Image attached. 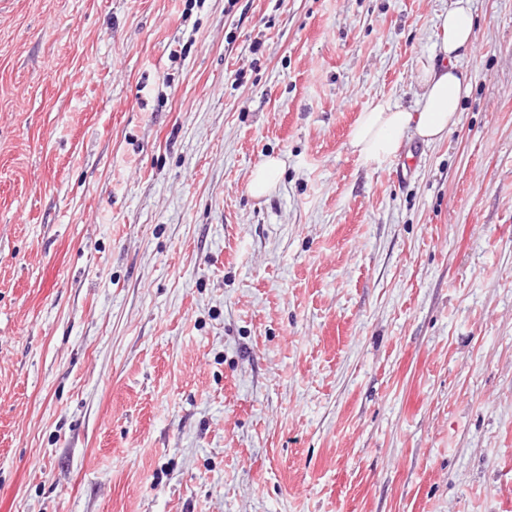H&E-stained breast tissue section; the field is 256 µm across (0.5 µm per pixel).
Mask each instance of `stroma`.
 <instances>
[{
  "label": "stroma",
  "mask_w": 512,
  "mask_h": 512,
  "mask_svg": "<svg viewBox=\"0 0 512 512\" xmlns=\"http://www.w3.org/2000/svg\"><path fill=\"white\" fill-rule=\"evenodd\" d=\"M447 7L0 0V512H512V0L348 146ZM471 1L448 0V8L438 15L440 61L436 58L421 64L422 92L416 107L405 109L380 97L360 113L349 146L364 165L377 166L393 159L409 137L428 144L442 141L458 123L470 83L455 61L472 49L477 36ZM283 168L284 162L280 158H267L252 172L250 181L251 191L257 196L267 193L278 182Z\"/></svg>",
  "instance_id": "obj_1"
}]
</instances>
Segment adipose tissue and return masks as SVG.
I'll return each instance as SVG.
<instances>
[{"label": "adipose tissue", "instance_id": "1", "mask_svg": "<svg viewBox=\"0 0 512 512\" xmlns=\"http://www.w3.org/2000/svg\"><path fill=\"white\" fill-rule=\"evenodd\" d=\"M437 29L438 57L421 65V95L415 108L409 110L380 97L361 112L349 146L364 165L393 159L410 137L428 144L442 141L458 123L470 83L456 61L472 49L477 36L471 0H448Z\"/></svg>", "mask_w": 512, "mask_h": 512}]
</instances>
